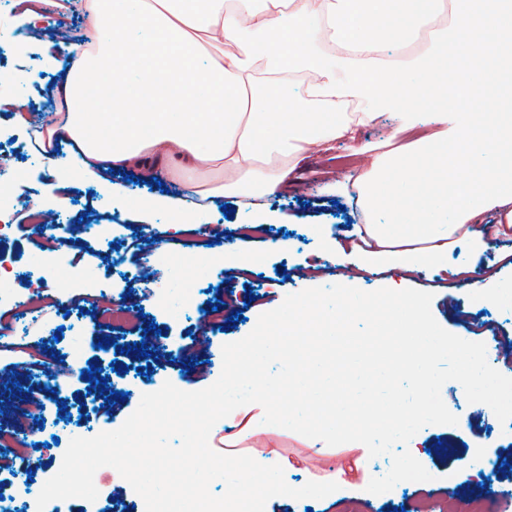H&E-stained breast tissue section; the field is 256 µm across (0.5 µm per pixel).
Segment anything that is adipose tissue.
Returning <instances> with one entry per match:
<instances>
[{
    "mask_svg": "<svg viewBox=\"0 0 512 512\" xmlns=\"http://www.w3.org/2000/svg\"><path fill=\"white\" fill-rule=\"evenodd\" d=\"M83 9L95 36L66 47L65 111L36 128L14 113V100L0 99V112L42 144L66 133L85 156V183L109 191L112 170L148 174L166 161L178 171L180 196L142 205L184 224L201 166L222 177L212 196L258 200L307 156L347 140L367 159L359 176L367 208L388 209L391 219L358 226L349 244H336L334 265L354 257L370 272L444 270L475 297L512 305V286L490 285L476 263L449 260L457 239L483 247L484 215L512 227V0H85ZM422 37L427 50L409 53ZM301 71L302 92L282 95ZM347 98L361 102L357 118L336 117ZM384 112L399 118L400 131L428 132L406 153L357 145L360 127ZM93 126L98 136H90ZM426 306L424 294L396 282L377 295L341 288L330 306L289 301L287 319L247 343L293 346L308 327L312 344L326 346L347 337L349 320L362 314L382 339L376 356L395 360L422 392L358 413L346 398L331 406L309 396L301 381V404L263 393L225 409V421L280 420L313 441L328 435L358 448L392 425L444 416L426 389L435 360L456 358L461 342L433 332ZM461 379L469 390L490 388L483 408L512 410V368H470Z\"/></svg>",
    "mask_w": 512,
    "mask_h": 512,
    "instance_id": "1",
    "label": "adipose tissue"
}]
</instances>
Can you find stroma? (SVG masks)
<instances>
[{
	"label": "stroma",
	"instance_id": "obj_1",
	"mask_svg": "<svg viewBox=\"0 0 512 512\" xmlns=\"http://www.w3.org/2000/svg\"><path fill=\"white\" fill-rule=\"evenodd\" d=\"M44 52L42 44L30 43L25 50L9 56L0 68V97L14 94L22 79L28 80L38 93V101L21 108L28 117L53 112L55 99L65 82V71L56 72L45 66ZM397 125L390 114H382L360 128L358 140L382 145L386 150H399L424 134L420 128L400 134ZM351 153L349 143L339 141L332 149L309 158L291 175L286 186L265 199L261 213H250L233 198L227 199L225 208H203L199 223L223 225L225 238H236L239 225L262 223L268 230V241L285 238L290 243L288 251L280 252L268 249L267 241L238 238L243 249L265 253L259 272L277 279L278 284L261 290L257 300L236 304L235 310L242 313V321L225 323L214 341L196 340L191 334L193 319L185 317L178 306L158 310L148 298L145 284L131 286L121 279H113V293L143 308L147 319L161 329L162 341L181 338L183 349L195 357L189 368L165 354L149 357L148 362L154 367L151 390H159L167 382L188 392L208 387L221 372L223 345L250 333L260 314L278 307L287 295L308 287L333 285L334 279L328 272L332 260L330 241L343 238L348 226L364 223L366 219L358 204L357 187H350L348 196L341 199L334 189L335 183L347 176L341 164ZM7 162L11 167L27 171L29 177L0 187V192L26 196L31 203L53 209L68 220L70 247L63 253L64 266L58 280L69 294L71 314L82 317L86 328L83 334H72L64 330V318H57L56 323L61 327L58 344L69 352L71 368L86 370L90 365L107 361L102 375L108 380L109 390H124L128 396L105 405V415L97 423L107 430H116L137 409L143 395L142 390L127 389L121 373L122 367L134 360L125 351L127 341L142 336L143 328L138 325L121 332L94 321L96 279L104 269L109 251L127 257L139 250L152 251V280L163 281L165 288L175 287L185 293L210 284L240 298L246 295V285L252 276L225 268L220 261L199 265V257L218 252L219 243L210 244L201 237L194 238L189 246L181 242L165 245L150 242V232L140 219L141 201L149 194L162 195L164 186L175 181L171 172H163L159 182L154 183L144 181L139 175L128 177L123 169L113 171L112 181L123 185L124 191L110 196L82 184L75 169L67 174L70 188L61 190L57 187L60 176L54 169L32 163L18 153L8 155ZM88 224L105 228L119 224L123 231L107 250L87 241L84 227ZM39 242L36 229L17 224L9 236L0 238V256L16 261L19 269H27L42 258ZM478 260L483 277L511 280L512 234L488 233ZM408 286L426 294V314L438 331L465 339L467 345L482 350L488 356L489 366H502L504 354L498 341L507 336L512 338L511 312L493 302L475 299L457 279L444 272L411 274ZM105 337L112 339L113 344L103 350L99 344ZM434 372L439 383L432 388L430 399L437 404H450L451 414L448 420H425L414 427V434L422 439L416 452H409L405 437L398 434L370 440L366 448L349 449L350 459L362 457L366 463L364 467L347 471L334 499H297L288 503L272 499L266 504V512H394L398 507L406 512H427L432 506L455 512L457 506L471 504L480 506L483 512H503L505 495L512 493V469H498L489 491L481 492L472 487L475 471L470 460L478 451L492 459L497 449L512 448V414L473 410V399L461 390L451 362H436ZM464 414L469 417V427L465 430L458 423ZM336 451L333 445L310 446L300 428L280 426L274 428L265 453L272 458L288 459L293 470L287 481L292 484L321 475L323 458ZM408 455L413 458L414 470L402 478L398 470Z\"/></svg>",
	"mask_w": 512,
	"mask_h": 512
}]
</instances>
